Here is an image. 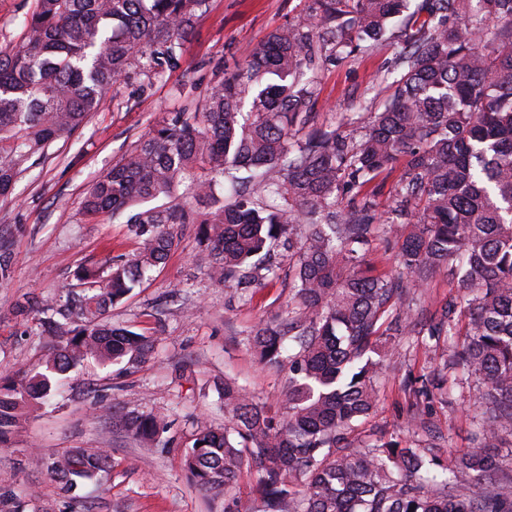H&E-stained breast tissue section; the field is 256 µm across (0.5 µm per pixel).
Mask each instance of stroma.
Listing matches in <instances>:
<instances>
[{
	"label": "stroma",
	"instance_id": "1",
	"mask_svg": "<svg viewBox=\"0 0 512 512\" xmlns=\"http://www.w3.org/2000/svg\"><path fill=\"white\" fill-rule=\"evenodd\" d=\"M310 2L208 0L182 45L179 67L152 77L131 69L85 126L54 142L19 178L13 195L0 200V245L13 257L10 279L0 282V376L32 368L52 344L39 320L14 316L18 296L62 299L79 268L131 254L141 245L123 219L83 212L80 200L89 183L171 113L200 111L216 76L241 67L269 32L304 14ZM400 46L387 40L369 53L322 63L315 73V127H338L349 113L377 111L393 91ZM398 248L384 226H377L367 256L373 274L403 279ZM207 262L193 225H185L166 265L108 313L115 326L155 336L152 359L132 370L120 362H85L28 413L10 447H0V478L9 480L4 490L23 512H224L229 500L235 512H257L255 468L244 467L230 491H205L189 479L183 456L198 421L215 428L228 424L220 399L225 381L245 387L267 408H282L286 376L259 363L248 334L286 316L290 278L287 268H280L245 302L239 290L208 278ZM459 293L456 281L441 270L398 300L417 328L392 337L397 354L377 381L373 412L350 436L353 446L382 435L424 444L425 433L411 428L420 419L433 430L443 457L471 449L469 434L483 408L480 382L467 376L449 403L426 402L410 388L411 379L432 374L447 359V345L429 347L421 328ZM154 412L168 414L172 422L160 445H143L112 427L113 418ZM77 448L105 450L108 465L98 482L65 496L47 465Z\"/></svg>",
	"mask_w": 512,
	"mask_h": 512
}]
</instances>
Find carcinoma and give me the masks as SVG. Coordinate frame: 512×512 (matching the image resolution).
Segmentation results:
<instances>
[{
  "mask_svg": "<svg viewBox=\"0 0 512 512\" xmlns=\"http://www.w3.org/2000/svg\"><path fill=\"white\" fill-rule=\"evenodd\" d=\"M208 0H35L18 42L0 52V198L56 140L75 133L132 66L148 75L178 66L182 42ZM406 37L400 77L382 110L359 117L360 139L313 127L310 72L318 62ZM304 136H299V133ZM405 161L392 218L368 199L343 196ZM191 190L182 203L144 207ZM85 214L127 215L142 240L129 259L84 267L55 305L29 296L13 309L40 311L57 340L25 375L0 377V446L27 410L85 359H151L155 339L112 326L107 311L196 225L208 276L249 290L277 276L288 257L294 306L252 331L269 367H288L284 412L267 410L224 382L232 427L197 428L183 466L206 489L231 490L258 465L261 512H512V475L499 453L512 433V0H312L308 14L272 31L236 72L216 81L199 112H176L92 181ZM399 228L398 260L410 280L394 284L366 262L372 229ZM446 269L454 299L430 318L428 339L462 335L445 368L467 367L484 385L477 449L445 464L434 442L396 439L362 448L349 436L375 407V384L391 353L387 336L411 325L393 296ZM444 379L411 381L427 401ZM114 426L154 445L167 417L131 415ZM107 464L99 449L54 459L48 471L69 494Z\"/></svg>",
  "mask_w": 512,
  "mask_h": 512,
  "instance_id": "cac0c4a2",
  "label": "carcinoma"
}]
</instances>
